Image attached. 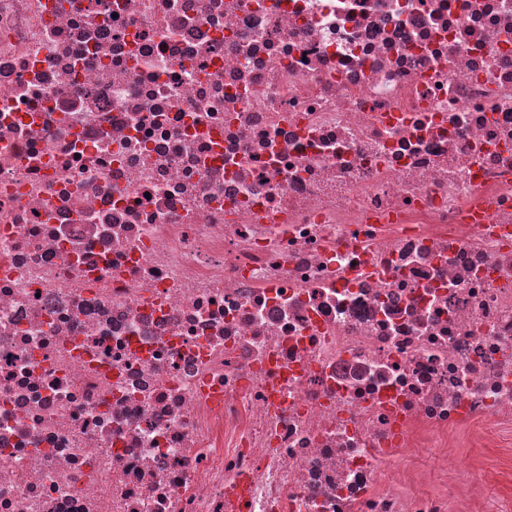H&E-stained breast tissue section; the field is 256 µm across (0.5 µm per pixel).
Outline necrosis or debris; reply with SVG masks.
I'll return each instance as SVG.
<instances>
[{
	"instance_id": "1",
	"label": "necrosis or debris",
	"mask_w": 512,
	"mask_h": 512,
	"mask_svg": "<svg viewBox=\"0 0 512 512\" xmlns=\"http://www.w3.org/2000/svg\"><path fill=\"white\" fill-rule=\"evenodd\" d=\"M510 426L512 0H0V512H484Z\"/></svg>"
}]
</instances>
